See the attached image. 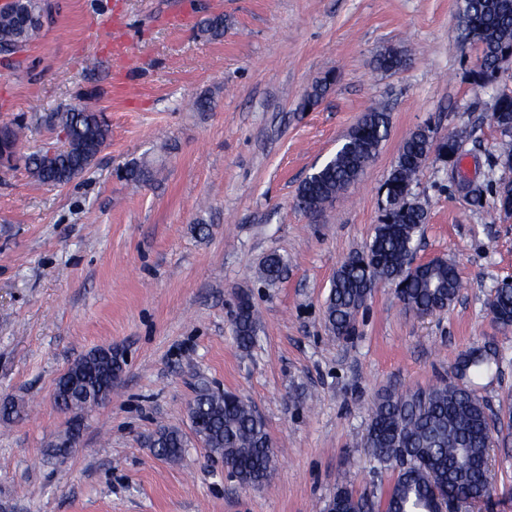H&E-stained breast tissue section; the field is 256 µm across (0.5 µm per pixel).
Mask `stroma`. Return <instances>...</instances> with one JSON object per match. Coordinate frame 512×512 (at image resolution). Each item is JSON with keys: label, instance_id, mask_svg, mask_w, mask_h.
<instances>
[{"label": "stroma", "instance_id": "obj_1", "mask_svg": "<svg viewBox=\"0 0 512 512\" xmlns=\"http://www.w3.org/2000/svg\"><path fill=\"white\" fill-rule=\"evenodd\" d=\"M38 38L0 59V126L25 118L22 152L61 143L49 116L84 102L103 113L106 149L79 178L38 185L24 167L0 170V512H327L338 481L381 505L395 469L364 446L379 395L426 390L483 346L498 365L473 387L491 412H512V328L489 301L512 277V214L493 192L512 181L497 162L496 88L467 71L480 55L458 38V0H47ZM223 15L213 40L199 23ZM405 51L384 73L376 55ZM333 75L321 104L302 102ZM211 101L208 111L195 107ZM390 128L364 175L311 218L300 183L365 112ZM431 125L459 133L460 170L483 190L473 206L446 164L428 158L411 199L427 212L416 261L457 264L463 288L439 313L404 308L375 288L351 336L331 333L326 301L340 263L369 242L380 187L402 140ZM151 181L124 178L132 162ZM206 232H199V225ZM286 263L269 283L270 253ZM257 341L235 339L240 296ZM109 346L124 361L110 399L89 412L67 457L52 445L70 416L53 402L57 378ZM252 403L273 442L264 485L242 487L195 437L186 408L197 380ZM181 431L180 459L148 438ZM496 489L468 512H512V440L492 450ZM407 61L406 53L397 48H388L375 59L376 68L383 72H396L401 70Z\"/></svg>", "mask_w": 512, "mask_h": 512}]
</instances>
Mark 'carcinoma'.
Instances as JSON below:
<instances>
[{
  "instance_id": "cac0c4a2",
  "label": "carcinoma",
  "mask_w": 512,
  "mask_h": 512,
  "mask_svg": "<svg viewBox=\"0 0 512 512\" xmlns=\"http://www.w3.org/2000/svg\"><path fill=\"white\" fill-rule=\"evenodd\" d=\"M45 0H13L0 10V52L25 48L41 30L40 14ZM459 30L464 43L481 48L469 78L477 88L497 83L498 74L512 65V0H459ZM201 32L211 38L224 36V16L202 22ZM407 61L404 51L388 48L375 59L383 72L401 70ZM333 77L327 75L307 93L302 109L311 110L323 99ZM492 121L501 131L499 161L512 168V92L495 96ZM53 123L64 135L63 149L49 155L37 149L24 157L25 168L40 185L60 187L89 169L108 146L110 129L101 115L83 106H70L53 115ZM23 125L0 126V156L13 154L20 147ZM389 132V115L379 110L366 112L344 136L336 153L300 184L296 206L309 213H320L336 195L351 186L376 156ZM461 140L456 135L436 137L431 129L420 127L403 139L397 160L382 190L386 208L381 224L375 227L371 242L351 253L336 269L326 305V319L334 334L349 336L355 330L359 309L380 284L394 286L405 307L417 315L442 311L457 298L463 287L456 265L446 259H433L411 268L410 263L426 223L423 207L408 201L421 167L430 155L448 163L456 162ZM494 204L512 213V182L495 191ZM285 262L269 256L260 268L269 282L279 279ZM494 319L512 326V288L496 287L490 300ZM256 312L250 298H239L235 317V338L242 349H249L255 337ZM493 357L474 351L460 356L455 366L460 373L427 391L386 393L372 410L365 435V447L383 466H398L396 479L382 505V512H438L443 501L462 510L486 498L495 490L490 473L492 417L481 397L461 383L489 367ZM104 363L88 365L80 359L73 368H86L89 378L81 395L72 399L79 411L99 403L100 385L110 386L102 376ZM192 430L205 447L231 467L244 486L260 485L270 474L272 443L265 424L251 404L232 392H221L201 383L194 399ZM154 453L174 460L186 447L183 434L162 427L150 438ZM334 512H365L367 503L341 484L329 503Z\"/></svg>"
}]
</instances>
